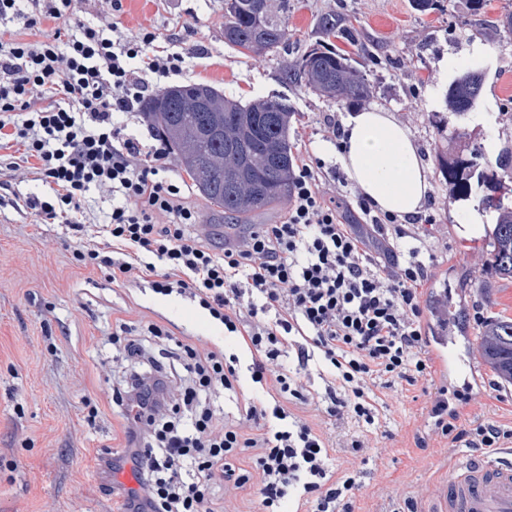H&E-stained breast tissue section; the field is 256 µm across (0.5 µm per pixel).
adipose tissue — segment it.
<instances>
[{
	"label": "adipose tissue",
	"mask_w": 512,
	"mask_h": 512,
	"mask_svg": "<svg viewBox=\"0 0 512 512\" xmlns=\"http://www.w3.org/2000/svg\"><path fill=\"white\" fill-rule=\"evenodd\" d=\"M340 163L359 192L383 212L418 214L430 192L426 165L409 128L392 114L353 115L341 139Z\"/></svg>",
	"instance_id": "adipose-tissue-1"
}]
</instances>
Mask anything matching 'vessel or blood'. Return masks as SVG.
I'll list each match as a JSON object with an SVG mask.
<instances>
[{
    "label": "vessel or blood",
    "instance_id": "b4317fda",
    "mask_svg": "<svg viewBox=\"0 0 512 512\" xmlns=\"http://www.w3.org/2000/svg\"><path fill=\"white\" fill-rule=\"evenodd\" d=\"M447 326L431 341L434 368L444 385L464 382L473 375L456 368L450 347L456 344ZM430 512H512V463L484 456L463 461L440 484Z\"/></svg>",
    "mask_w": 512,
    "mask_h": 512
}]
</instances>
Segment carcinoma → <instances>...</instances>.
Segmentation results:
<instances>
[{
	"mask_svg": "<svg viewBox=\"0 0 512 512\" xmlns=\"http://www.w3.org/2000/svg\"><path fill=\"white\" fill-rule=\"evenodd\" d=\"M289 8L290 0H224V42L243 54L285 48ZM319 30L324 38L354 47L355 55L315 42L297 57L290 77L327 99L361 104L369 95L361 29L350 19L328 15L321 18ZM482 85V71L466 68L448 88L449 108L460 114L474 110ZM143 109V117L173 145L181 169L211 207L243 224L252 213L289 196L294 156L286 100L244 106L208 84L193 83L148 98ZM437 164L452 192L479 195L482 209L495 214L486 262L499 278L512 280V202L497 194L503 176L512 172V150L499 152L493 160L478 153L467 158L441 152ZM479 347L498 376L512 383V318H498L489 332L479 335Z\"/></svg>",
	"mask_w": 512,
	"mask_h": 512,
	"instance_id": "carcinoma-1",
	"label": "carcinoma"
}]
</instances>
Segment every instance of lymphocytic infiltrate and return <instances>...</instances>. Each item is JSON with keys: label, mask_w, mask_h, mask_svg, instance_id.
<instances>
[{"label": "lymphocytic infiltrate", "mask_w": 512, "mask_h": 512, "mask_svg": "<svg viewBox=\"0 0 512 512\" xmlns=\"http://www.w3.org/2000/svg\"><path fill=\"white\" fill-rule=\"evenodd\" d=\"M0 0V19L21 20L30 38L0 40V168L30 171L51 191L30 198L43 221L75 231L92 228L95 244L74 254L83 266L113 276L149 278L155 290L178 293L207 310L225 331L241 337L252 382L267 402L242 399L237 420L218 418L208 398L236 392L237 359L223 350L177 342L167 361L151 357L147 336L123 340L128 366L112 399L124 406L125 434L138 490L123 512H212L217 488L254 485L261 512H352L354 474L377 450L380 390L430 383L429 332L423 319L429 265L418 224H403L362 195L353 202L364 227L346 223L328 203L330 170L310 156L294 177L285 221L261 224L215 250L197 232L199 211L187 204L169 174L170 146L145 149L121 137L118 112H138L155 78L182 71L181 52L158 46L144 28L124 36L118 27L69 22L78 0ZM59 20L44 33V20ZM114 199L105 222L91 225L82 207L90 187ZM408 244L404 261L380 263ZM325 381L312 396L310 360ZM472 396H436L435 428L449 447L497 448L512 429L464 419ZM360 434L348 435V423ZM347 449L343 469L335 449Z\"/></svg>", "instance_id": "lymphocytic-infiltrate-1"}]
</instances>
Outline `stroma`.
<instances>
[{
    "mask_svg": "<svg viewBox=\"0 0 512 512\" xmlns=\"http://www.w3.org/2000/svg\"><path fill=\"white\" fill-rule=\"evenodd\" d=\"M123 6L116 19L106 0H80L76 18L115 21L127 35L146 26L164 38L179 36L185 68L161 80V88L207 83L244 104L287 99L295 158L311 152L333 168L337 149L323 135V118L332 113L344 121L352 109L289 79L288 70L307 44L319 40L321 16L357 21L372 55L364 107L391 112L409 127L431 184L422 209L435 218L426 240L433 276L424 290L425 318L433 320L438 304L447 303L449 318L465 330L458 350L481 380L482 399L470 415L512 427V384L491 391L496 375L471 319L477 308L488 317H512V281L497 278L477 256L482 236L472 227L492 223V213L477 197L454 199L436 161L443 150L492 159L512 146V31L490 26L512 10V0H485L481 23L460 4L424 14L412 0H291L287 50L250 56L224 41V0H124ZM477 42L485 53L474 52ZM474 63L484 73L479 113L461 116L448 108L445 95L464 65ZM47 192L34 175L0 171V512H110L115 498L103 487L111 478L88 452H125L124 410L112 401L121 371L113 337L139 334L155 323L174 338L222 348L238 357L247 394L251 355L189 298L158 294L147 279L116 280L110 269L78 265L73 252L83 234L46 223L25 206L26 198ZM383 400L377 423L393 438L356 474L353 512H426L428 488L474 452L460 447L447 453L446 439L432 433L431 399L421 387L384 391ZM418 433L430 435L428 449L416 447Z\"/></svg>",
    "mask_w": 512,
    "mask_h": 512,
    "instance_id": "stroma-1",
    "label": "stroma"
}]
</instances>
